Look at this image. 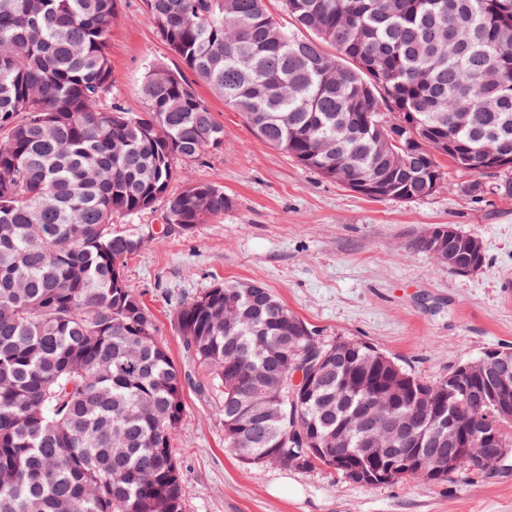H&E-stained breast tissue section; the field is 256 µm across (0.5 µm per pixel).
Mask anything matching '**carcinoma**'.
<instances>
[{"label": "carcinoma", "instance_id": "obj_1", "mask_svg": "<svg viewBox=\"0 0 512 512\" xmlns=\"http://www.w3.org/2000/svg\"><path fill=\"white\" fill-rule=\"evenodd\" d=\"M171 52L258 137L301 167L384 198L424 199L444 183V144L466 170L512 153V0H145ZM116 0H0V512H183L173 442L189 375L155 338L153 316L125 277L140 227L164 203L187 231L232 205L224 186L190 182L177 166L224 147V125L181 72L147 68L144 113L107 102ZM216 283L181 302L180 341L200 389L224 421L256 424L225 443L248 465L352 479L362 436L348 425L371 386L412 408L433 387L400 365L372 369L361 349L303 395L267 374L293 359L289 339L324 356L306 322L270 290L251 308ZM481 422L493 409L462 404ZM346 426L345 465L318 448ZM434 484L418 460L388 482Z\"/></svg>", "mask_w": 512, "mask_h": 512}]
</instances>
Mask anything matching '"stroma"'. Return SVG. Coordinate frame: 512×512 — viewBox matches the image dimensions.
Instances as JSON below:
<instances>
[{
	"label": "stroma",
	"mask_w": 512,
	"mask_h": 512,
	"mask_svg": "<svg viewBox=\"0 0 512 512\" xmlns=\"http://www.w3.org/2000/svg\"><path fill=\"white\" fill-rule=\"evenodd\" d=\"M110 100L143 110L144 62L180 60L160 38L145 0H117ZM197 93L224 125V146L183 167L172 183H220L233 200L192 230L172 226L126 264L130 285L154 317L172 360L183 355L181 300L217 282L256 281L307 322L320 343L366 341L429 382L485 352L512 347V197L462 192L475 173L447 167L427 198L371 199L304 169L257 137L240 113L204 85ZM478 238L483 267L465 274L419 248L433 228ZM174 442L184 512H512V454L491 469L469 468L443 484L419 479L367 486L336 471L243 464L224 443L218 406L194 389Z\"/></svg>",
	"instance_id": "35a3bbf8"
}]
</instances>
